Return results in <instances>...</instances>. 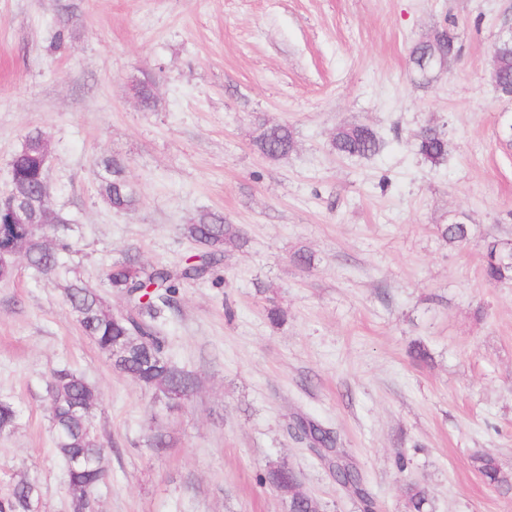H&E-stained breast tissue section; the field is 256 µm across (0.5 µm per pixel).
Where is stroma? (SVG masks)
Instances as JSON below:
<instances>
[{
    "mask_svg": "<svg viewBox=\"0 0 512 512\" xmlns=\"http://www.w3.org/2000/svg\"><path fill=\"white\" fill-rule=\"evenodd\" d=\"M454 32L458 52L421 75L412 47ZM512 32V0H0V192L23 136L52 147L54 209L77 224L68 262L95 288L125 251L173 265L193 248L200 210L240 225L221 285L182 288L162 327L197 387L170 404L113 370L55 282L17 261L0 282V397L19 410L0 433V490L39 479L37 512H67L47 385L53 370L99 391L107 452L97 512H286L257 475L283 461L322 512H362L326 452L295 438L299 418L333 429L378 512H512V487L487 484L474 458L512 472V282L482 276L483 240H512V101L491 83L493 45ZM156 80L143 111L132 77ZM290 125L270 160L258 120ZM372 126L369 160L331 151L337 127ZM436 126L448 158L432 166L414 134ZM117 156L140 202L103 200L96 163ZM469 224L461 246L438 225ZM313 254L304 268L298 250ZM288 312L271 327L265 310ZM432 361L415 365L412 343ZM166 448H150L154 434ZM406 469H399L398 458Z\"/></svg>",
    "mask_w": 512,
    "mask_h": 512,
    "instance_id": "35a3bbf8",
    "label": "stroma"
}]
</instances>
